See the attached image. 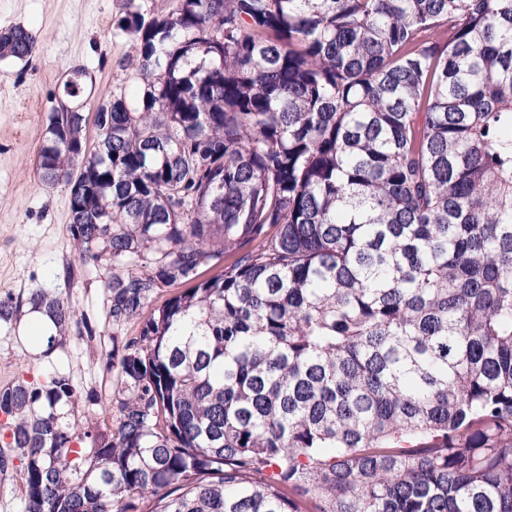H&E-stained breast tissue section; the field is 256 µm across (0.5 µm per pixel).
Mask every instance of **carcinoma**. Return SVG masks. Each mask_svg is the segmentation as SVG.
<instances>
[{"label":"carcinoma","mask_w":512,"mask_h":512,"mask_svg":"<svg viewBox=\"0 0 512 512\" xmlns=\"http://www.w3.org/2000/svg\"><path fill=\"white\" fill-rule=\"evenodd\" d=\"M117 26L138 88L52 106L37 170L138 332L108 434L62 423L67 373L0 389L25 512H512V0H126ZM37 53L0 28L1 60ZM25 307L76 316L5 291L0 326Z\"/></svg>","instance_id":"carcinoma-1"}]
</instances>
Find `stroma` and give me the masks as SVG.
Segmentation results:
<instances>
[{"label": "stroma", "instance_id": "stroma-1", "mask_svg": "<svg viewBox=\"0 0 512 512\" xmlns=\"http://www.w3.org/2000/svg\"><path fill=\"white\" fill-rule=\"evenodd\" d=\"M123 3L0 0V27L24 26L40 47L28 65L0 62V290L59 293L95 330L87 337L69 328L49 351L19 328H1L0 384L43 383L55 373H70L83 396L65 406V413L103 432L116 425L111 401L120 389L107 365L112 349L104 288L108 272L80 262L70 243L66 191L45 187L36 165L49 110L63 99L60 82L72 67L87 69L100 92L135 90L134 79L119 69L122 58L134 52L131 38L116 26ZM0 456L8 462L0 471V512H24L20 461L1 427Z\"/></svg>", "mask_w": 512, "mask_h": 512}]
</instances>
